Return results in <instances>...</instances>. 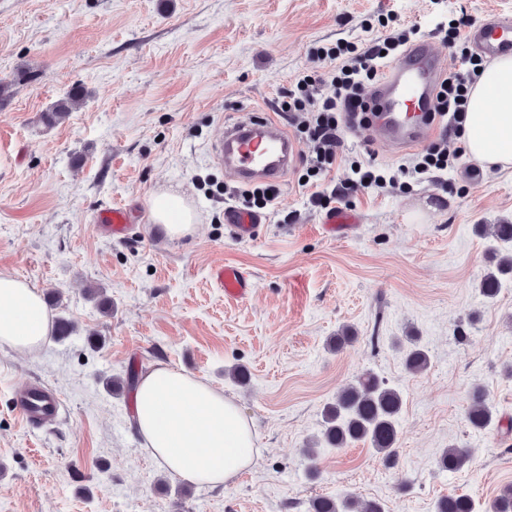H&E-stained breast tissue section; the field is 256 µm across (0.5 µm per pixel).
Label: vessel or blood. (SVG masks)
<instances>
[{
	"instance_id": "b4317fda",
	"label": "vessel or blood",
	"mask_w": 512,
	"mask_h": 512,
	"mask_svg": "<svg viewBox=\"0 0 512 512\" xmlns=\"http://www.w3.org/2000/svg\"><path fill=\"white\" fill-rule=\"evenodd\" d=\"M468 38L482 56L492 58L512 53V15H485L470 28ZM445 69V61L423 40L384 70L370 93L378 110L372 124L376 141L408 149L432 135L429 114L436 109V89ZM210 152L240 183L250 185L281 182L300 148L274 117L263 116L222 126ZM225 219L233 240L246 242L256 238L259 215L233 207L227 210ZM99 220L107 224L115 238L128 237L134 230L131 217L123 207L106 210ZM209 280L228 303L246 302L254 288L249 273L223 262L210 268ZM15 410L24 425L39 428L59 419L62 401L44 385L32 383L16 393Z\"/></svg>"
}]
</instances>
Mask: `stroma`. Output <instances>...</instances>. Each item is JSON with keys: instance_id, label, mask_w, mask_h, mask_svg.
<instances>
[{"instance_id": "1", "label": "stroma", "mask_w": 512, "mask_h": 512, "mask_svg": "<svg viewBox=\"0 0 512 512\" xmlns=\"http://www.w3.org/2000/svg\"><path fill=\"white\" fill-rule=\"evenodd\" d=\"M462 9L477 21L512 0H0V271L73 326L32 353L0 346V512H308L346 494L433 512L448 493L481 504L512 485V434L466 422L476 383L512 419V281L491 299L480 288L507 246L474 231L512 224V169L486 170L449 141L447 186L359 191L346 205L359 223L329 235L298 163L259 237L236 243L224 213L239 183L210 154L221 124L274 113L278 92L317 69L312 47L414 24L463 67L435 32ZM76 88L80 105L46 123ZM163 192L186 201L193 233L154 224ZM113 206L139 233L94 230ZM222 260L252 274L248 302L226 305L211 287ZM345 325L356 341L328 351ZM407 335L430 352L424 373L404 368L395 342ZM161 363L222 389L251 422L258 459L224 489L183 486L147 451L127 374ZM368 371L403 398L396 466L366 442L308 460L325 404ZM33 379L65 404L36 431L14 409ZM451 444L471 455L457 473L438 467Z\"/></svg>"}]
</instances>
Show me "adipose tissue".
Returning a JSON list of instances; mask_svg holds the SVG:
<instances>
[{
  "label": "adipose tissue",
  "mask_w": 512,
  "mask_h": 512,
  "mask_svg": "<svg viewBox=\"0 0 512 512\" xmlns=\"http://www.w3.org/2000/svg\"><path fill=\"white\" fill-rule=\"evenodd\" d=\"M461 141L466 154L489 169H512V56L482 72L470 91ZM155 223L178 238L194 230L183 198L157 194ZM42 295L25 280L0 272V345L34 351L48 336ZM134 419L151 456L192 485L224 487L254 466L251 423L223 391L170 367L141 375L133 393Z\"/></svg>",
  "instance_id": "ef3b65f1"
}]
</instances>
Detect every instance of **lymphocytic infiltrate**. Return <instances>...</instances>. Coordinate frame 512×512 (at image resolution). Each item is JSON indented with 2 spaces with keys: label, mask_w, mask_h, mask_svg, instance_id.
<instances>
[{
  "label": "lymphocytic infiltrate",
  "mask_w": 512,
  "mask_h": 512,
  "mask_svg": "<svg viewBox=\"0 0 512 512\" xmlns=\"http://www.w3.org/2000/svg\"><path fill=\"white\" fill-rule=\"evenodd\" d=\"M470 24V18L464 14L456 18L454 25L445 28L444 33L451 46L465 51L466 30ZM417 33V27L410 25L360 46L339 41L331 47L312 48L315 60L329 64L327 75L313 73L296 78L289 89L282 91L277 101L278 112L294 114L299 141L314 146L313 153L306 158L303 185L320 180L335 167L347 131L370 126L374 110L364 94L366 85L377 80L387 64L403 52ZM464 59L466 69L451 71L440 82L438 111L434 115L441 128L437 140L416 153L410 163L388 171L377 166L376 157L372 154L366 160L354 161L351 165L353 176L347 183L328 191L312 192L310 204L326 209L359 189L385 182L396 184L404 178L422 181L452 167L454 160L449 157L446 144L449 139L460 136L469 92L483 70L481 58L465 51ZM326 79L333 85L334 93L325 97L319 86Z\"/></svg>",
  "instance_id": "lymphocytic-infiltrate-1"
}]
</instances>
